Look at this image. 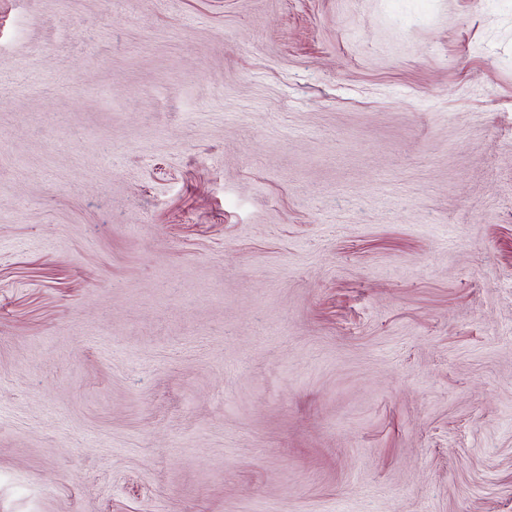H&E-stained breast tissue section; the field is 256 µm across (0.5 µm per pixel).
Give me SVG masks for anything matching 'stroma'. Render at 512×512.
Wrapping results in <instances>:
<instances>
[{"mask_svg":"<svg viewBox=\"0 0 512 512\" xmlns=\"http://www.w3.org/2000/svg\"><path fill=\"white\" fill-rule=\"evenodd\" d=\"M0 512H512V0H0Z\"/></svg>","mask_w":512,"mask_h":512,"instance_id":"stroma-1","label":"stroma"}]
</instances>
